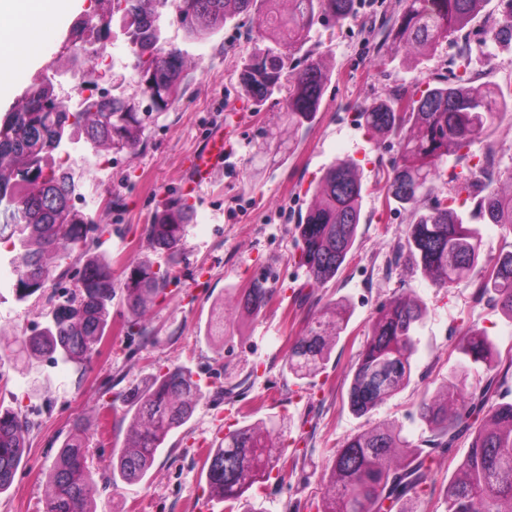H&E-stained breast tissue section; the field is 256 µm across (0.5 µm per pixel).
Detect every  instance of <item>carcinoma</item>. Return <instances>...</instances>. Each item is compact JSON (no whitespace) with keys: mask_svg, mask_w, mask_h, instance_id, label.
<instances>
[{"mask_svg":"<svg viewBox=\"0 0 512 512\" xmlns=\"http://www.w3.org/2000/svg\"><path fill=\"white\" fill-rule=\"evenodd\" d=\"M288 3V10L279 8ZM168 0H94V8L77 26H91L98 39L111 32L122 13L128 42L138 59L136 81L150 108L124 97L92 100L71 111L54 84L35 76L12 108L0 114V202L11 208L10 225L19 273L15 300L25 302L48 284L68 279L78 266L76 288L50 297L43 325L29 336H15L30 358L54 357V363L82 367L111 329L110 307L121 295L133 317L129 328L146 336L141 320L148 303L165 292L177 276L171 269H153L148 260H133L117 281L112 263L96 252L93 225L72 204L78 188L71 168L55 154L65 140L84 139L92 148L139 151L148 145L153 118L169 111L184 93L190 58L183 50L160 49L155 4ZM491 0H401L400 12L383 17L381 63L406 58L418 47L438 45L468 27ZM175 20L193 41L209 39L242 13L265 10L260 38L285 32L288 50L276 41L255 47L239 71V84L255 112L266 104L285 103L284 118L296 130L314 122L329 74L304 49L318 26H333L349 17L356 0H174ZM499 19H485L480 29L487 41L512 44V0H499ZM63 52L84 59L86 75L96 68L87 48L67 40ZM472 46L464 36L455 69L441 73L423 91L397 84L384 97L358 113L368 131L390 135L398 159L380 177L384 204L410 209L404 257L432 284L452 289L462 282L512 323V250L486 258L482 225L498 224L512 231V189L504 192L491 142L509 102L487 83L471 77ZM483 144L476 154L472 146ZM474 208L457 204L462 192ZM365 188L353 163L339 162L323 175L314 199L296 225L298 263L307 277L303 287H324L342 270L352 251L361 219ZM191 206L186 198L169 197L157 210L146 233L154 249L170 255L185 245ZM275 289L266 276L254 277L235 295V310L257 316L270 304ZM425 310L398 296L372 319L366 344L354 365L348 408L357 415L377 409L409 385L418 351L417 330ZM350 318L345 302L329 304L309 318L305 332L289 347L285 368L296 378L319 370ZM456 363L448 384L424 392L415 415L429 436L416 443L402 426L357 433L339 447L328 475V491L317 512H415L414 504L433 483V453L449 451L470 439L469 449L443 489L445 512H512V401L500 392L503 369L512 368V354L501 352L485 330L467 327L454 347ZM203 396L200 380L188 367L173 366L151 375L145 383L117 397L132 430L123 448L112 449L102 467L117 491L122 484L142 482L168 438L191 419ZM29 420L0 408V494L8 491L23 459ZM272 416L265 427H247L224 434L205 451L203 469L210 494L224 500L225 512H265L248 499V491L277 473L285 479L279 439ZM94 468L87 438L80 429L63 443L48 475L46 512H96L91 497Z\"/></svg>","mask_w":512,"mask_h":512,"instance_id":"1","label":"carcinoma"}]
</instances>
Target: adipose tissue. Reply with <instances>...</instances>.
I'll return each mask as SVG.
<instances>
[{"mask_svg":"<svg viewBox=\"0 0 512 512\" xmlns=\"http://www.w3.org/2000/svg\"><path fill=\"white\" fill-rule=\"evenodd\" d=\"M78 0H0V91L11 73L41 59V37L30 20L42 17L57 26L76 9Z\"/></svg>","mask_w":512,"mask_h":512,"instance_id":"obj_1","label":"adipose tissue"}]
</instances>
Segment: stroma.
Returning <instances> with one entry per match:
<instances>
[{
	"instance_id": "obj_1",
	"label": "stroma",
	"mask_w": 512,
	"mask_h": 512,
	"mask_svg": "<svg viewBox=\"0 0 512 512\" xmlns=\"http://www.w3.org/2000/svg\"><path fill=\"white\" fill-rule=\"evenodd\" d=\"M398 10L399 0H357L355 12L334 32L315 30V55L330 80L314 123L294 131L279 108L251 111L238 83V71L262 28L261 16L240 15L222 34L198 43L174 22L172 7H161L168 45L187 50L197 62L192 79L176 107L152 125L147 148L113 153L112 167L88 172L81 191L89 200V215L101 226L100 250L110 256L114 278H121L129 261L146 259L173 268L178 283L151 304L144 320L146 339L127 335L124 325L131 315L122 297H115L109 335L83 371L44 359L32 364L21 354L0 363V407L22 411L34 423L14 483L0 495V512H45L47 474L75 424L87 428L98 461H107L113 449L124 446L130 421L119 411L102 414V407L158 369L177 365L196 373L202 400L143 482L116 493L95 484L96 512H194V504L209 494L201 449L218 432L270 415L278 416L285 430L287 475L284 482L254 488L252 496L265 512H317L332 456L345 439L392 421L410 439L424 436L413 416L415 405L424 390L444 383L464 328L478 325L501 352L512 349V324L490 305L475 303L472 288L433 287L396 257L411 215L370 192L395 160L397 144L368 133L354 123V114L394 85H425L451 68L457 54L456 44L448 41L423 48L417 60L378 66V37L371 23ZM67 34L64 28L52 30L37 70L11 76V95L0 100V113L12 107L33 74L52 77L61 95L77 87L79 65L62 54ZM110 52L117 61L100 66L98 85L139 97L136 56L122 40ZM471 69L478 82L512 96L511 48L488 45ZM213 136L223 137L229 152L210 187L197 196L186 245L174 256L157 252L145 227L168 196L182 192L190 177L186 158ZM346 159L356 164L369 189L357 239L344 269L298 309L293 295L305 272L293 259L296 224L312 202L318 179ZM114 196L121 198V208L104 214V202ZM261 274L269 275L277 290L266 311L239 320L226 341L208 340L206 324L213 311L232 314L235 291ZM400 294L427 310L413 381L377 410L354 415L347 405L351 367L371 319ZM340 300L349 304L351 316L329 362L314 376L295 378L284 367L289 347L304 331L308 315ZM47 308L46 296L19 303L11 288H0V330L31 334L44 323Z\"/></svg>"
}]
</instances>
